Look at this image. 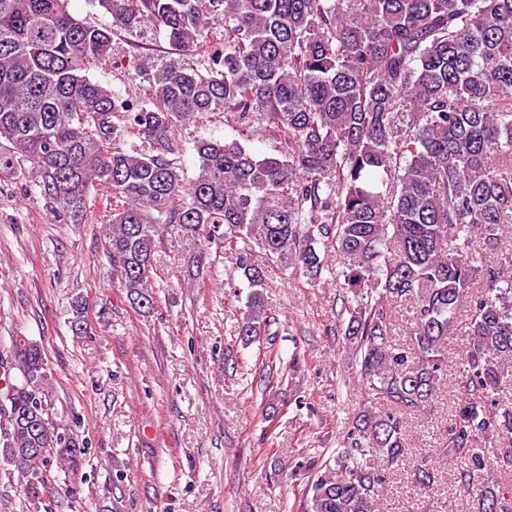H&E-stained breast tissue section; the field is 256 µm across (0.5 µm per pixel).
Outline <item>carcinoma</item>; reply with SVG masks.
I'll list each match as a JSON object with an SVG mask.
<instances>
[{
    "label": "carcinoma",
    "instance_id": "1",
    "mask_svg": "<svg viewBox=\"0 0 512 512\" xmlns=\"http://www.w3.org/2000/svg\"><path fill=\"white\" fill-rule=\"evenodd\" d=\"M111 25L69 0H0V170H31L58 221L81 224L91 189L109 193L106 253L129 303L150 309L155 254L193 237L224 242L251 288L239 335L269 327L258 258L319 275L320 247L343 259L344 331L364 389L335 467L304 512H379L385 473L413 462L408 417L458 393L440 452L456 466L448 512H512V269L494 261L512 226V0H100ZM224 50L206 66L142 60L143 95L91 80L117 37L146 25L196 56L217 20ZM215 112L234 132L284 143L259 155L237 138L194 143L179 129ZM141 144H136L135 140ZM407 332L398 339L397 309ZM458 340L448 361V337ZM0 388V459L33 509L52 468L78 474L86 446L52 419L42 344L17 336ZM69 10L77 19L92 24L107 25L111 22V17L100 6L98 0H70Z\"/></svg>",
    "mask_w": 512,
    "mask_h": 512
}]
</instances>
